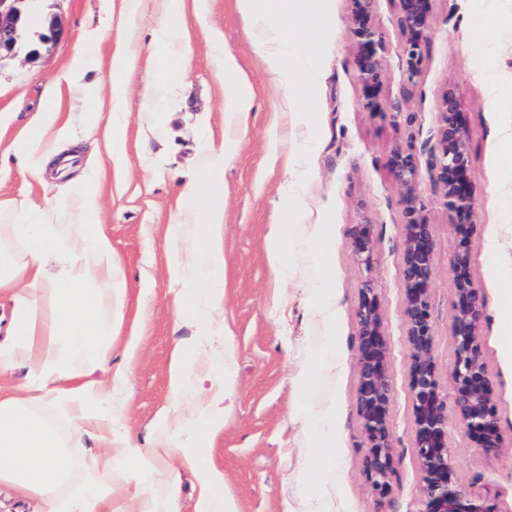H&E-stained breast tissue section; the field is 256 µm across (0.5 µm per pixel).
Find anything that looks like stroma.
<instances>
[{
  "label": "stroma",
  "instance_id": "35a3bbf8",
  "mask_svg": "<svg viewBox=\"0 0 512 512\" xmlns=\"http://www.w3.org/2000/svg\"><path fill=\"white\" fill-rule=\"evenodd\" d=\"M119 0H36L30 20L12 53L0 56V200H30L55 224L69 220L61 180L46 185L27 181L8 148L35 119L48 100H59L61 121L69 123L84 145L78 167L105 171L101 189V222L112 239L120 264L119 279L127 290L113 364L130 363L127 389L112 412L128 427L143 450H151L159 420L175 408L170 364L176 346L197 334L194 322L179 318L167 271L166 225L174 223L181 188L198 171L207 141H221L225 131L224 98L230 90L210 55L209 33H217L255 88L249 124L240 130L236 161L224 172V183L212 194L224 205V326L233 348L236 408L222 432L209 441L207 461L224 475L240 512H416L420 472L414 456V426L409 395V358L405 345V307L401 286L400 223L403 204L396 186L382 173L392 149L415 136L424 142L438 122V102L454 89L471 105L467 115L472 148V181L480 229L471 243L475 279L486 307H494L501 284L512 278V224L493 221L498 188L512 187V160L501 154L494 130L505 122L501 111L485 105L487 87L474 77L484 62L475 45L491 49L496 88L512 101V47L499 45L500 30L512 27V0H493L486 21L472 13V0H435L436 23L422 71L413 87L392 73L385 95L405 102L419 115L412 129L361 110L355 78L349 0H329L331 30L316 44L328 72L319 94L309 95L306 109L318 113L321 141L310 162L314 179L305 204L309 218L292 225L289 242L291 275L281 280L267 262V235L272 225L287 222L283 200L287 176L268 153L273 114L280 94L267 73L259 50L248 36L235 0H207L206 26L192 25L190 65L175 78L160 110L146 99L148 56L154 29L162 19L161 0H145L139 28L140 56L120 77H113V42L120 25ZM63 30L50 50L39 37L53 20ZM100 32L101 65L89 71L79 87L62 75L80 53L87 36ZM36 58H29L32 49ZM121 83L130 113L126 156L114 162L104 142L114 83ZM97 91V130L83 116L89 103L86 85ZM420 195L429 205L435 234L433 318L435 357L440 376H447L453 356L449 318L454 282L449 267L456 239L448 215L429 180ZM370 224L374 264L365 270L350 242L357 223ZM319 230L331 246L321 262L308 252L310 233ZM371 280L381 302L390 349L393 399L390 416L398 465L391 493L376 500L367 488L362 463V430L357 404L356 309L364 280ZM328 281L327 296L336 311L322 318L301 283ZM141 341L134 361H127L122 341L132 328ZM484 352L495 380L496 403L509 448L488 455L473 448L456 415H449V443L457 457V476L471 487H497L501 512H512V356L504 350L495 319L484 328ZM330 343L338 356L327 366L310 351ZM324 411L337 424L335 439L319 441L309 434L310 411ZM333 457L337 474L318 478L317 465Z\"/></svg>",
  "mask_w": 512,
  "mask_h": 512
}]
</instances>
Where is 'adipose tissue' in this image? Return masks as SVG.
Instances as JSON below:
<instances>
[{
	"mask_svg": "<svg viewBox=\"0 0 512 512\" xmlns=\"http://www.w3.org/2000/svg\"><path fill=\"white\" fill-rule=\"evenodd\" d=\"M163 3V20L153 35L151 97L188 68L186 8H193L200 23L207 13L206 0ZM236 5L267 72L280 86L283 108L300 113L304 89L318 88L326 78L312 52L318 35L332 24L325 0H236ZM141 15L142 0H122L113 75L126 71L136 57L133 42ZM211 49L218 70L235 78L226 117L244 128L254 90L238 78L237 61L225 52L221 37H212ZM78 149L69 124L60 123L49 105L11 145L22 173L36 182L47 171L68 170ZM237 151L238 140L230 136L208 146L198 177L180 193L179 220L166 230L177 312L200 330L175 349L170 382L177 405L162 422L156 450L148 454L115 418L100 413L128 381L127 368L112 364L126 290L117 279L120 266L112 240L99 219L101 169H84L71 185L69 223H49L45 209L22 201L24 221L0 225V292L14 295L9 340L0 343V486L25 500L27 512H176L183 467L200 475L199 512H239L223 474L205 468L199 452L223 430L236 400L232 350L219 344L224 326L214 318L224 302V207L202 203L201 192L223 184ZM270 151L290 178L289 222L276 225L267 249L270 267L284 278L290 270L288 225L305 217L308 171L279 140H271ZM18 369L23 382L4 383V375ZM50 401L64 405L74 434H90L96 447L81 480L73 478L63 438L35 411ZM118 469L125 473L120 484L111 480Z\"/></svg>",
	"mask_w": 512,
	"mask_h": 512,
	"instance_id": "adipose-tissue-1",
	"label": "adipose tissue"
}]
</instances>
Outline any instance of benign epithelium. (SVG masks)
<instances>
[{"mask_svg": "<svg viewBox=\"0 0 512 512\" xmlns=\"http://www.w3.org/2000/svg\"><path fill=\"white\" fill-rule=\"evenodd\" d=\"M27 2L0 0V52L15 49ZM397 2L398 23L404 37L399 70L401 77L412 83L421 73L435 26L434 0ZM350 4L349 29L361 93L360 107L390 120L395 126H415L418 113L403 109L383 95L391 75L389 48L375 24V0H350ZM469 111L471 107L457 93L445 90L439 103V124L432 138L420 147L413 138L398 145L384 164L404 204L400 224L404 339L410 359L414 454L420 471L417 512H501L497 494L487 488L476 490L458 480L455 453L449 445L448 407L451 406L474 447L487 454H497L506 447L495 381L485 360V299L475 280L471 251L480 224L471 180V144L464 119ZM425 175L448 214L456 238L450 258L454 281L450 317L453 357L448 365L446 388L441 386L434 354V224L419 194V184ZM351 246L357 259L371 266V225L353 226ZM356 317L358 410L363 433L360 448L369 491L383 499L392 489L398 454L390 418L393 384L389 346L379 297L368 283L360 289Z\"/></svg>", "mask_w": 512, "mask_h": 512, "instance_id": "obj_1", "label": "benign epithelium"}]
</instances>
